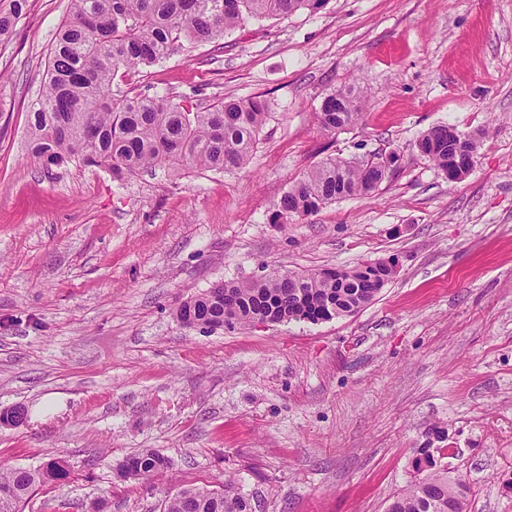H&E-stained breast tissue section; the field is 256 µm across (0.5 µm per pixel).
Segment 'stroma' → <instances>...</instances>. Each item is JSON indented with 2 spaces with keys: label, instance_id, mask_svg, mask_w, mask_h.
Segmentation results:
<instances>
[{
  "label": "stroma",
  "instance_id": "obj_1",
  "mask_svg": "<svg viewBox=\"0 0 512 512\" xmlns=\"http://www.w3.org/2000/svg\"><path fill=\"white\" fill-rule=\"evenodd\" d=\"M68 11L26 0L0 44V411H28L0 426V462L70 469L21 512H163L228 476L259 512H386L434 422L469 512H512V0H327L186 44L128 89L202 111L264 100L252 158L122 181L27 151ZM349 87L359 118L324 130V98ZM437 125L482 134L465 178L418 151ZM390 152L374 193L272 222L326 158ZM389 256L396 276L352 316L231 331L175 316L218 280ZM146 448L170 469L120 480Z\"/></svg>",
  "mask_w": 512,
  "mask_h": 512
}]
</instances>
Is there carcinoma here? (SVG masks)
Segmentation results:
<instances>
[{
  "label": "carcinoma",
  "instance_id": "carcinoma-1",
  "mask_svg": "<svg viewBox=\"0 0 512 512\" xmlns=\"http://www.w3.org/2000/svg\"><path fill=\"white\" fill-rule=\"evenodd\" d=\"M326 0H70L68 18L58 28L43 87L28 111L31 154L45 166L74 162L106 166L122 181L145 170L165 167L224 170L250 161L267 112L263 101L224 100L203 112H192L158 95L115 93L116 79L169 57L183 42L204 43L224 36L246 18L315 12ZM25 0L0 3V37L17 25ZM352 90H339L323 102L318 120L334 131L358 119ZM464 134L436 127L417 141L418 150L446 173L475 160L480 136L471 135L472 153L464 152ZM389 178L368 161L328 158L290 186L276 219L307 217L342 198L368 195ZM395 275L394 266L377 260L361 274L350 268L342 280L320 270L297 274L302 287L288 276L271 274L249 281L220 282L186 299L176 309L188 328L213 330L245 326L257 319L271 323H319L322 314L352 315L369 305ZM445 429L432 424L415 449L429 463L425 474L411 481L387 512H466L471 487L448 476L438 464L447 448ZM167 457L144 449L117 463L122 479L158 474ZM69 477L66 460L55 458L42 467L3 468L0 487L12 489L14 501L0 502V512H16L37 486ZM251 500L237 493L233 480L218 489L190 487L170 497L164 512H251Z\"/></svg>",
  "mask_w": 512,
  "mask_h": 512
}]
</instances>
